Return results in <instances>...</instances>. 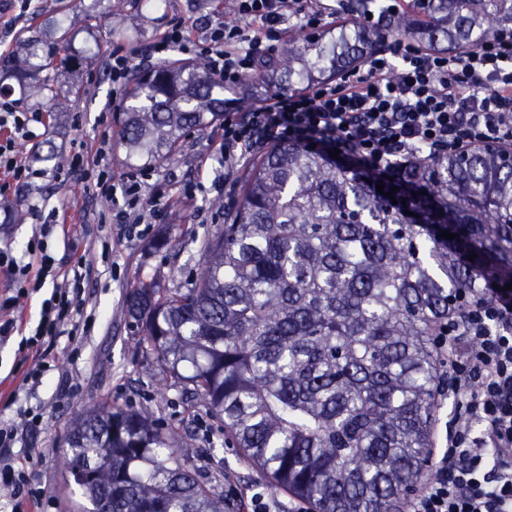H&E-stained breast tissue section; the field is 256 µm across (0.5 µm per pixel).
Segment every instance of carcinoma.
I'll use <instances>...</instances> for the list:
<instances>
[{"mask_svg": "<svg viewBox=\"0 0 512 512\" xmlns=\"http://www.w3.org/2000/svg\"><path fill=\"white\" fill-rule=\"evenodd\" d=\"M428 21L395 30L422 44L472 48L512 29V0H422ZM379 35L344 26L292 41L273 67L301 91L357 64ZM58 20L0 58V92L65 112L80 89L53 92L41 73L80 55ZM224 85L198 62L138 71L119 144L146 164L224 115ZM426 192L406 207L355 173L292 144L254 163L230 222L203 248L189 288L142 284L127 296L132 355L203 406L271 489L313 512H398L432 448V336L449 297L478 273L512 282V167L498 150L429 161L410 177ZM448 231L456 238L440 237ZM474 260H467L470 253ZM61 459L78 512H225L201 449L153 413L99 400L75 412Z\"/></svg>", "mask_w": 512, "mask_h": 512, "instance_id": "cac0c4a2", "label": "carcinoma"}]
</instances>
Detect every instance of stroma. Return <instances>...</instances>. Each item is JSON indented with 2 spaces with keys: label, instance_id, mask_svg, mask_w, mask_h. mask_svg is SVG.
I'll use <instances>...</instances> for the list:
<instances>
[{
  "label": "stroma",
  "instance_id": "1",
  "mask_svg": "<svg viewBox=\"0 0 512 512\" xmlns=\"http://www.w3.org/2000/svg\"><path fill=\"white\" fill-rule=\"evenodd\" d=\"M109 0H83L79 9L63 11L61 0H37L35 15L17 22L16 31H37L45 20H62L74 36V46L83 57L78 69L61 68L48 74L58 93L70 83L81 86L83 96L68 111L55 113L52 121L32 127L31 137L18 150L27 163H35L44 141L69 154L73 144L83 148L89 171L106 169L108 179L122 186L130 172L140 174L144 198L153 199L164 219L159 224H115L101 193H77L73 180L50 177L21 184L0 199V251L8 250L25 260V249L34 238H43L60 271L76 262L85 265L83 281L88 319L84 330L73 337L62 336L49 343L55 362L40 386L24 384L19 362L18 337L0 344V424H16L24 431L25 459L42 492L43 512H62L59 495V461L67 450L64 442L76 411L106 398L136 408L150 409L164 427L192 439L195 446L213 448L202 457L201 466L212 474H224L237 486L267 485L268 480L251 466L240 449L228 445L205 409L184 413L180 387L161 381L158 367L143 365L127 350L135 332L126 310V297L143 283L160 288H187L193 283L205 242L224 221L223 213L211 209L215 184L224 186L226 210L234 209L247 175L233 177L214 160L218 150L208 130L189 132L175 157L151 165L130 162L117 143L121 115L112 104V80L106 61L113 49L131 50L158 40L169 24L181 19L203 27L219 10L217 0H164L154 7L151 0H126L121 30L95 43L92 27L103 18ZM79 211L82 221L70 236L52 233L41 237L40 226L53 213ZM17 276L0 270V297L15 296L10 314L27 325H36L40 305L50 296L52 283L27 297L17 294ZM39 409L41 416L27 422L22 409Z\"/></svg>",
  "mask_w": 512,
  "mask_h": 512
}]
</instances>
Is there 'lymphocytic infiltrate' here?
Listing matches in <instances>:
<instances>
[{"mask_svg":"<svg viewBox=\"0 0 512 512\" xmlns=\"http://www.w3.org/2000/svg\"><path fill=\"white\" fill-rule=\"evenodd\" d=\"M227 18L199 31L185 21L171 25L155 43L135 52L113 51L112 96L123 98L137 67L176 49L203 59L208 72L236 86L261 73L278 44L297 30H317L349 11L350 0H224ZM26 113L0 106V189L33 171L16 144L27 135ZM216 162L233 173L255 153L291 143L337 161L374 182L392 177L397 200L413 198L408 173L433 158L487 144L512 148V34L455 52L417 42L381 39L363 62L335 80L301 93L276 92L250 109H225L216 130ZM0 266L22 276V297L58 279L54 258L39 251L18 263L0 251ZM73 288H55L41 304L40 321L26 335L16 319L0 316V343L20 335L18 351L29 367L25 379L40 384L50 368L45 340L79 331ZM436 348L448 381L440 401H452L456 417L443 448L410 503V512H512V289L487 287L467 293L436 329ZM10 512H37L39 493L25 463H0V489Z\"/></svg>","mask_w":512,"mask_h":512,"instance_id":"f902f5d3","label":"lymphocytic infiltrate"}]
</instances>
